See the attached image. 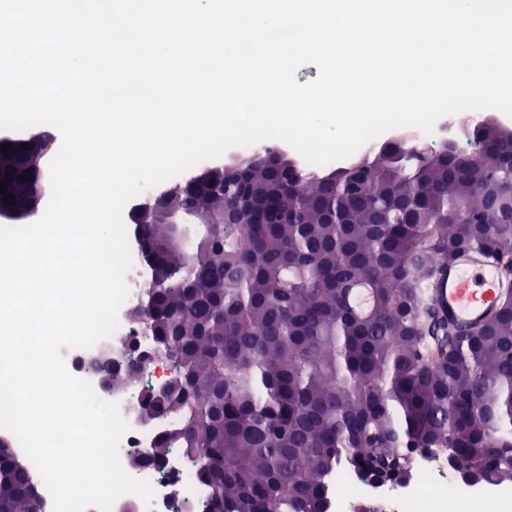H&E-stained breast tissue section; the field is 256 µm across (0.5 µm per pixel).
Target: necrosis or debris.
<instances>
[{"label": "necrosis or debris", "mask_w": 512, "mask_h": 512, "mask_svg": "<svg viewBox=\"0 0 512 512\" xmlns=\"http://www.w3.org/2000/svg\"><path fill=\"white\" fill-rule=\"evenodd\" d=\"M480 114L448 115L440 118L432 132L413 127L397 129V140L404 143L432 142L439 145L464 143L469 131L482 123ZM132 266L125 280L128 296L118 313V327L112 335L89 348H66L62 355L68 371L88 381L99 398L117 403L130 430L119 447L120 462L132 477L148 481L153 488L151 502L127 494L116 500L112 512H210L211 490L197 477L198 463L187 451L172 446L161 460H153L158 440L175 430L179 421L173 416L146 417L140 406L143 389H160L175 375L172 363L155 351L147 328L134 322L130 313L143 301L154 270L145 262L143 249L135 233H128ZM111 357L114 368H124L140 360L138 384L104 390L98 373L90 370L92 358ZM140 465H132V458ZM328 502L332 512H512V496L491 489L465 490L464 484L448 465L419 460L409 482L401 487L379 485L342 471L327 480Z\"/></svg>", "instance_id": "obj_1"}]
</instances>
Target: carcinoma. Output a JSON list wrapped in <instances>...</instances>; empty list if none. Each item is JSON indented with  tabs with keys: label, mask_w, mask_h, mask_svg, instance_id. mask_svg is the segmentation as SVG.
<instances>
[{
	"label": "carcinoma",
	"mask_w": 512,
	"mask_h": 512,
	"mask_svg": "<svg viewBox=\"0 0 512 512\" xmlns=\"http://www.w3.org/2000/svg\"><path fill=\"white\" fill-rule=\"evenodd\" d=\"M397 150L321 177L251 159L204 199L218 221L229 204L248 220L188 258L139 224L161 272L141 322L179 372L141 404L180 419L155 456L189 449L211 512H316L333 472L415 458L512 483V292L470 328L435 306L461 251L512 272V138L480 125L469 151L407 168ZM38 508L0 439V512Z\"/></svg>",
	"instance_id": "carcinoma-1"
}]
</instances>
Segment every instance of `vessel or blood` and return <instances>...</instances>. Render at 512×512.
Segmentation results:
<instances>
[{
    "instance_id": "obj_1",
    "label": "vessel or blood",
    "mask_w": 512,
    "mask_h": 512,
    "mask_svg": "<svg viewBox=\"0 0 512 512\" xmlns=\"http://www.w3.org/2000/svg\"><path fill=\"white\" fill-rule=\"evenodd\" d=\"M439 283V312L467 326L486 320L503 289L512 282L481 253L467 250L451 266L441 269Z\"/></svg>"
}]
</instances>
